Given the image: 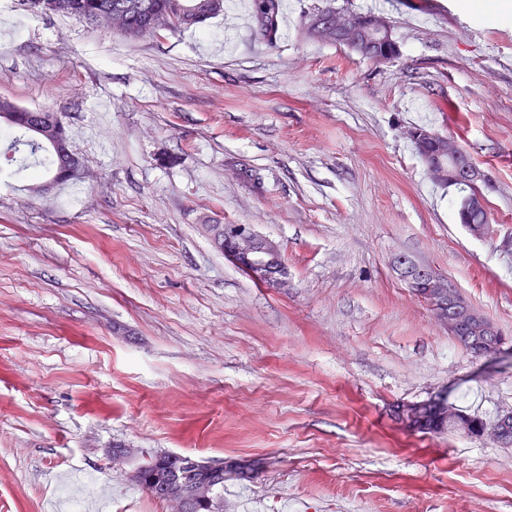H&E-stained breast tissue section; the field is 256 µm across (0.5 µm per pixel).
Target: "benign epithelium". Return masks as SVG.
Masks as SVG:
<instances>
[{
    "instance_id": "1",
    "label": "benign epithelium",
    "mask_w": 512,
    "mask_h": 512,
    "mask_svg": "<svg viewBox=\"0 0 512 512\" xmlns=\"http://www.w3.org/2000/svg\"><path fill=\"white\" fill-rule=\"evenodd\" d=\"M331 27L351 44V50L385 60L394 55V40L388 20L383 16L353 18L338 11L317 29ZM407 138L420 143H432L422 156V162L432 178L440 183L469 182L473 185L483 179L482 171L470 161L467 152L448 137L431 130L412 128ZM224 253L235 256L244 264L254 282L272 288L287 284L286 264L279 242L260 235L249 224H229L224 228ZM396 267L408 288L419 299L427 302L448 333L467 347H487L498 351L504 341L498 338L495 325L484 315L459 301L447 279L433 269L412 263L405 257L396 260ZM395 419L404 428L420 432L427 429V419L451 422L453 430L471 437L488 438L503 446L512 445V411L499 416L489 427L463 410L448 404L443 396L421 402H403L394 410ZM195 489H186L166 500L169 512H185L186 503Z\"/></svg>"
}]
</instances>
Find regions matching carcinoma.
Wrapping results in <instances>:
<instances>
[{
	"mask_svg": "<svg viewBox=\"0 0 512 512\" xmlns=\"http://www.w3.org/2000/svg\"><path fill=\"white\" fill-rule=\"evenodd\" d=\"M31 13L76 17L88 23H103L125 38L175 36L224 13V0H22ZM282 0H251V19L255 34L272 45L279 38ZM0 123L20 133L16 143L35 155L47 153L33 171L37 178L57 184L73 179L68 174L81 164L71 149L70 137L62 116L44 109L19 107L11 98L0 97ZM135 469L131 481L156 500L207 479L209 491L193 498L187 512H224V472L206 476L183 464L167 452L147 454L135 451Z\"/></svg>",
	"mask_w": 512,
	"mask_h": 512,
	"instance_id": "carcinoma-1",
	"label": "carcinoma"
}]
</instances>
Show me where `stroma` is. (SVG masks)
Instances as JSON below:
<instances>
[{
	"instance_id": "1",
	"label": "stroma",
	"mask_w": 512,
	"mask_h": 512,
	"mask_svg": "<svg viewBox=\"0 0 512 512\" xmlns=\"http://www.w3.org/2000/svg\"><path fill=\"white\" fill-rule=\"evenodd\" d=\"M389 17L397 58L303 37L327 4ZM275 44L232 11L126 39L0 0V96L61 113L83 178L3 176L0 512H167L109 448L227 461L224 512H512V446L413 433L438 395L512 409V249L460 224L407 129L460 140L512 237V13L466 0H285ZM214 224L278 241L282 288ZM432 267L505 344L474 357L394 265ZM258 464L242 476L235 460Z\"/></svg>"
}]
</instances>
